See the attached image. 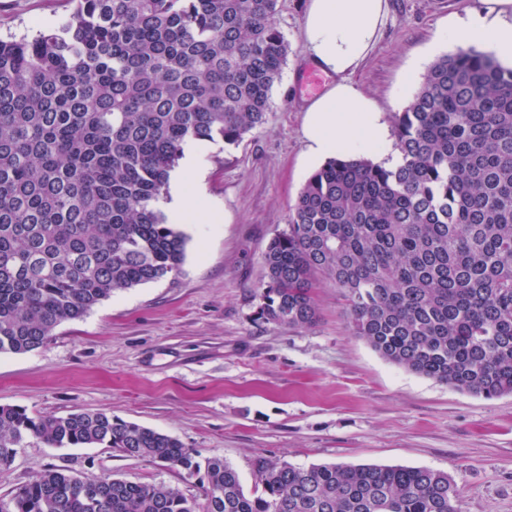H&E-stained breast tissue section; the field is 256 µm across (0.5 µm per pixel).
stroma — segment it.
Instances as JSON below:
<instances>
[{"label": "stroma", "mask_w": 512, "mask_h": 512, "mask_svg": "<svg viewBox=\"0 0 512 512\" xmlns=\"http://www.w3.org/2000/svg\"><path fill=\"white\" fill-rule=\"evenodd\" d=\"M307 0H279L290 45L265 124L236 147L193 142L187 189L221 215L184 224L180 274L119 290L60 324L37 350L0 354V405L63 415L105 411L220 456L255 488L258 459L429 467L461 491V512H512V394L485 399L383 360L353 335L347 303L320 283L317 323L290 329L256 316L261 255L286 229L314 168L305 161L300 106L313 89L301 35ZM485 0H389L386 23L351 81L384 118L403 111L429 67L456 53L433 45ZM68 0H0V38L32 35L69 15ZM44 468L162 482L186 495L199 477L104 447L52 448L27 440L0 468V499Z\"/></svg>", "instance_id": "35a3bbf8"}]
</instances>
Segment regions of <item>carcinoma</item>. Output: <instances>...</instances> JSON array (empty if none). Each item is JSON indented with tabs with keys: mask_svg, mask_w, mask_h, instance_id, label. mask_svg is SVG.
Returning <instances> with one entry per match:
<instances>
[{
	"mask_svg": "<svg viewBox=\"0 0 512 512\" xmlns=\"http://www.w3.org/2000/svg\"><path fill=\"white\" fill-rule=\"evenodd\" d=\"M61 24L0 39V353L44 345L116 290L176 277L160 207L193 141L262 125L289 54L279 0H71ZM394 167L327 160L262 254L258 318L308 328L318 277L381 358L477 397L512 394V68L444 55L394 116ZM113 448L192 476L87 479L46 468L0 512H460L448 473L264 460L246 493L222 457L101 411L0 405V468L26 439Z\"/></svg>",
	"mask_w": 512,
	"mask_h": 512,
	"instance_id": "carcinoma-1",
	"label": "carcinoma"
}]
</instances>
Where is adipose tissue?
I'll use <instances>...</instances> for the list:
<instances>
[{
    "mask_svg": "<svg viewBox=\"0 0 512 512\" xmlns=\"http://www.w3.org/2000/svg\"><path fill=\"white\" fill-rule=\"evenodd\" d=\"M388 12V0H308L303 23L306 51L333 81L303 110L306 155L318 161L339 153L372 154L386 166L398 155L376 102L349 75L372 49ZM458 46L480 47L512 66V0H487L484 15L438 34Z\"/></svg>",
    "mask_w": 512,
    "mask_h": 512,
    "instance_id": "1",
    "label": "adipose tissue"
}]
</instances>
